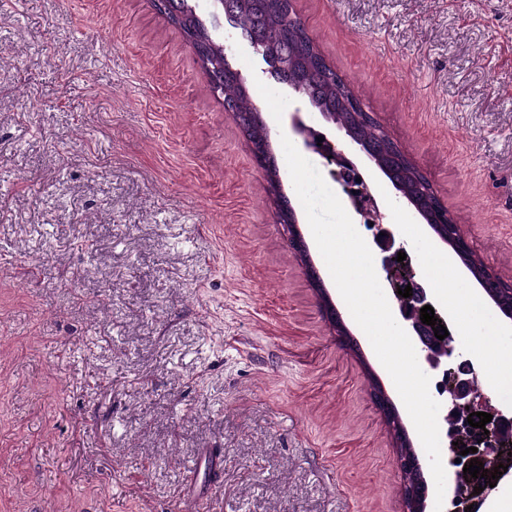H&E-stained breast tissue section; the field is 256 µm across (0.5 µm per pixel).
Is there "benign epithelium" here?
Here are the masks:
<instances>
[{
    "label": "benign epithelium",
    "instance_id": "1",
    "mask_svg": "<svg viewBox=\"0 0 512 512\" xmlns=\"http://www.w3.org/2000/svg\"><path fill=\"white\" fill-rule=\"evenodd\" d=\"M223 15L224 22L233 29H240V38L261 56L263 62H268V54L263 44L249 31L239 28L235 14L225 11ZM291 128L301 139L305 150L319 154L336 164L338 167L336 180L342 186L354 211L368 224V229L377 228V225L373 224L374 216L377 215L376 202L368 186L358 182V179L365 174L363 166L380 168L366 147L341 125L338 129L344 132L345 142L340 147L335 145L325 133L306 125L298 111L291 117ZM376 244L384 252L380 259V266L393 290L403 289L408 285L412 287V296L407 298L397 296L402 328L414 342L419 359L430 371L435 392L446 403L447 413H449V417L445 418L446 423L449 424L447 437L450 445H448L449 457L444 496L446 503L450 506L448 512H473L469 506L475 500L474 487L478 485L483 487L481 491L483 495L490 490V487L483 482L478 485L470 483L464 486L459 476L463 474L464 466L474 459L486 465L512 450V411L504 412L488 404V398L481 393L473 362L456 350L452 336L449 335L442 340L435 337L433 328L445 324L440 315H435L437 321L433 327L420 320V309L431 304V296L426 285L414 279L413 276L403 273L400 263L397 262V256L398 253L404 252V248L400 246L397 252L388 254L395 244L394 237L390 234L377 237ZM477 412L493 415L491 422L487 423L483 429L473 428L467 422L469 416L474 421H479L475 416ZM455 440L458 441L456 446L453 445ZM466 447H475L477 452L460 455V451Z\"/></svg>",
    "mask_w": 512,
    "mask_h": 512
}]
</instances>
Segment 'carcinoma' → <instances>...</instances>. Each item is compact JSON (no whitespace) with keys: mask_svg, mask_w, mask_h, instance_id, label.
Here are the masks:
<instances>
[{"mask_svg":"<svg viewBox=\"0 0 512 512\" xmlns=\"http://www.w3.org/2000/svg\"><path fill=\"white\" fill-rule=\"evenodd\" d=\"M231 8L239 24L249 28L265 45L270 57L271 75L284 84L302 87L309 103L318 112H327L339 124L349 128L358 141L369 148L388 170V179L398 183L427 216L435 215L439 198L427 176L411 166L397 143L381 129L372 113L365 111L359 98L325 61L313 39L297 17L293 0H231ZM191 45L206 38L196 21L186 16L171 20ZM204 71L224 68V47L214 44L208 55L200 59ZM224 103L235 113L255 148L269 146L264 119L256 116L250 88L235 74L224 77ZM268 190L281 202V218H286L288 198L281 192L274 168H265ZM491 288L501 294L497 309L512 308V283L495 275L489 278Z\"/></svg>","mask_w":512,"mask_h":512,"instance_id":"obj_1","label":"carcinoma"}]
</instances>
